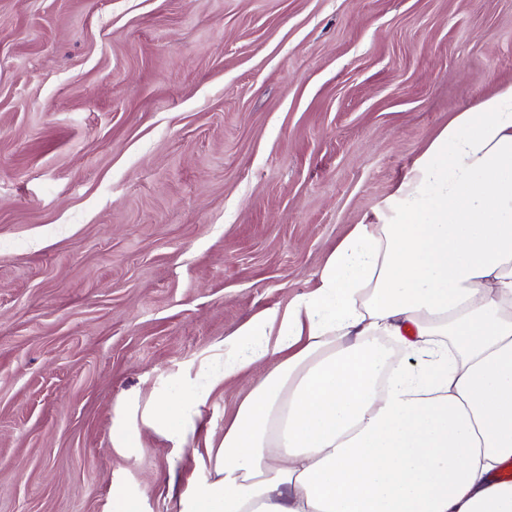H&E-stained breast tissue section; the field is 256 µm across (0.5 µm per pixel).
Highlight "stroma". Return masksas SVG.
Returning <instances> with one entry per match:
<instances>
[{
	"label": "stroma",
	"mask_w": 512,
	"mask_h": 512,
	"mask_svg": "<svg viewBox=\"0 0 512 512\" xmlns=\"http://www.w3.org/2000/svg\"><path fill=\"white\" fill-rule=\"evenodd\" d=\"M509 83L512 0H0V512H179L253 377L183 446L116 405L197 390Z\"/></svg>",
	"instance_id": "35a3bbf8"
}]
</instances>
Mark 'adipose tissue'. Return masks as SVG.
Here are the masks:
<instances>
[{
  "mask_svg": "<svg viewBox=\"0 0 512 512\" xmlns=\"http://www.w3.org/2000/svg\"><path fill=\"white\" fill-rule=\"evenodd\" d=\"M373 214L201 364L208 387L254 385L180 512H512V84ZM202 398L156 394L143 423L187 444Z\"/></svg>",
  "mask_w": 512,
  "mask_h": 512,
  "instance_id": "ef3b65f1",
  "label": "adipose tissue"
}]
</instances>
